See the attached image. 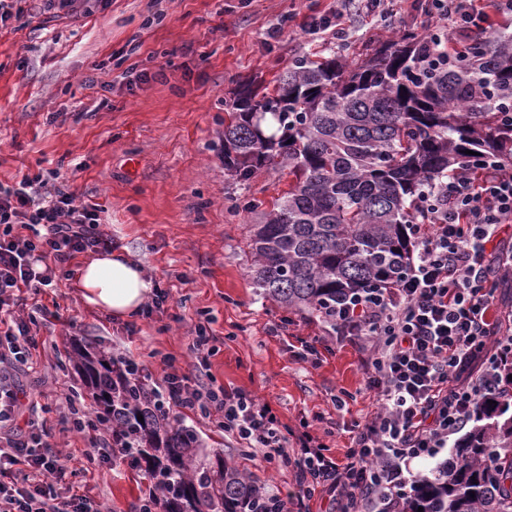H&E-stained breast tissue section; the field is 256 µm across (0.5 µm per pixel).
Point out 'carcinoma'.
<instances>
[{
    "instance_id": "carcinoma-1",
    "label": "carcinoma",
    "mask_w": 512,
    "mask_h": 512,
    "mask_svg": "<svg viewBox=\"0 0 512 512\" xmlns=\"http://www.w3.org/2000/svg\"><path fill=\"white\" fill-rule=\"evenodd\" d=\"M435 50L403 31L361 63L340 50L297 58L273 92L244 83L224 102V169L243 180L270 169L293 176L251 238L253 282L280 306L322 314L342 294L397 277L422 190L454 172L512 165V32L478 26L465 54L450 48L440 64L424 62ZM77 366L99 419L166 489L167 512H242L259 498L244 470L199 456L192 430L159 418L111 355L88 342ZM511 374L509 363L494 404H479L457 461L421 478L402 512H512Z\"/></svg>"
}]
</instances>
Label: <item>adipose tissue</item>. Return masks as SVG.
Wrapping results in <instances>:
<instances>
[{
  "label": "adipose tissue",
  "instance_id": "ef3b65f1",
  "mask_svg": "<svg viewBox=\"0 0 512 512\" xmlns=\"http://www.w3.org/2000/svg\"><path fill=\"white\" fill-rule=\"evenodd\" d=\"M78 280L87 304L118 319L138 312L153 288L141 263L119 251L86 260Z\"/></svg>",
  "mask_w": 512,
  "mask_h": 512
}]
</instances>
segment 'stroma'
<instances>
[{"label":"stroma","mask_w":512,"mask_h":512,"mask_svg":"<svg viewBox=\"0 0 512 512\" xmlns=\"http://www.w3.org/2000/svg\"><path fill=\"white\" fill-rule=\"evenodd\" d=\"M28 13L0 26V182L56 170L102 208L101 229L113 249H127L146 276L170 290L164 311L124 321L85 304L72 260L48 297L60 320L40 331L31 367L15 371L22 404L15 425L37 415L53 443L76 469V491L93 488L112 512H136L145 489L141 468L90 463L89 433L60 432L65 395L91 399L70 356L92 341L111 355L133 353L151 370L174 356L191 370L187 331L209 322L216 338L211 374L218 383L269 401L289 431L309 427L336 457L352 446L351 429L377 411L364 387L362 355L337 346L316 314L280 307L252 283L249 247L256 213L244 201L264 202L288 189L287 172L268 171L243 181L224 168L216 145L224 128V100L240 83L274 89L300 56L346 49L359 63L402 29L425 30L413 0H384L375 10L350 0L346 35L280 30L284 15H318L336 0H92L78 17H56L43 0H27ZM148 78H141L140 70ZM325 337L317 363L297 359L298 338ZM345 397L337 409V397ZM207 453L244 462L265 488L289 492L290 472L256 458L216 424L183 420Z\"/></svg>","instance_id":"obj_1"}]
</instances>
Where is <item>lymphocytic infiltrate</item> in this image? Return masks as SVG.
Masks as SVG:
<instances>
[{
	"mask_svg": "<svg viewBox=\"0 0 512 512\" xmlns=\"http://www.w3.org/2000/svg\"><path fill=\"white\" fill-rule=\"evenodd\" d=\"M439 24L438 45L468 33L479 11L473 0H429ZM98 205L82 200L59 172L24 174L0 183V365L28 361L39 344L43 305L20 315L22 290L40 293L78 254L108 251ZM512 222V169L451 174L415 198L408 226L413 249L406 270L393 281L345 295L325 321L337 341L353 339L367 356L366 386L379 409L355 424L353 446L337 460L310 431L287 436L268 402L239 388L209 381L215 354L209 328L196 324L189 345L194 374L165 362L160 377L135 357L119 363L145 390L153 408L180 421L188 413L215 421L248 456H262L292 473L295 489L265 491L267 512H309L328 495L336 512H400L417 474L411 464L447 448L492 396L512 336L491 320L495 290L487 280L488 249L502 225ZM62 431H90L88 461L132 464L128 447L98 437L89 413L68 405ZM47 430L0 436V512H109L92 489L71 492L62 449Z\"/></svg>",
	"mask_w": 512,
	"mask_h": 512,
	"instance_id": "obj_1",
	"label": "lymphocytic infiltrate"
}]
</instances>
